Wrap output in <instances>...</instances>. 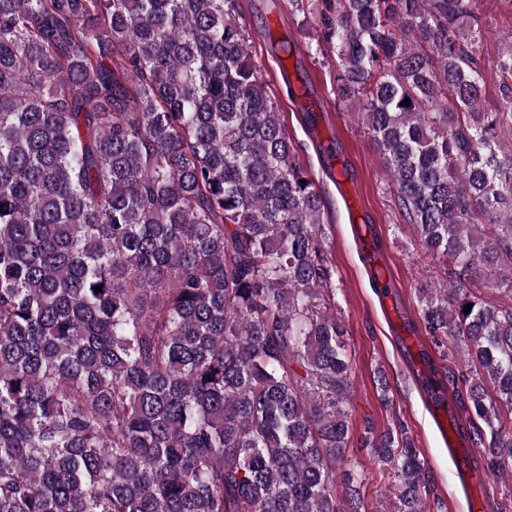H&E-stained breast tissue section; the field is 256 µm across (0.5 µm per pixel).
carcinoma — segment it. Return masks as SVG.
Returning <instances> with one entry per match:
<instances>
[{"label": "carcinoma", "instance_id": "1", "mask_svg": "<svg viewBox=\"0 0 512 512\" xmlns=\"http://www.w3.org/2000/svg\"><path fill=\"white\" fill-rule=\"evenodd\" d=\"M288 5L336 45L422 247L512 295V33L483 112L480 0ZM237 14L0 0V512H357L323 199ZM418 295L467 355L490 441L462 438L512 470V304ZM366 444L423 512L413 437Z\"/></svg>", "mask_w": 512, "mask_h": 512}]
</instances>
